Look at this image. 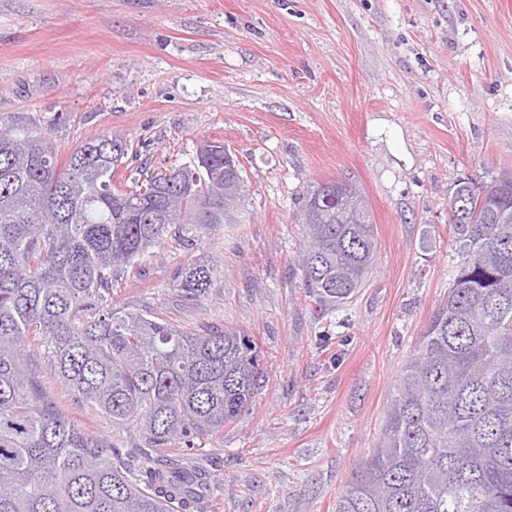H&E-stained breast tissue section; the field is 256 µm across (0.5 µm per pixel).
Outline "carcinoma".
Segmentation results:
<instances>
[{
	"mask_svg": "<svg viewBox=\"0 0 512 512\" xmlns=\"http://www.w3.org/2000/svg\"><path fill=\"white\" fill-rule=\"evenodd\" d=\"M125 151L103 136L61 165L33 124L0 126V512H204L206 481L184 448L237 422L261 387L259 351L236 331L194 333L112 302L149 249L205 228L176 218L196 199L162 172L116 187ZM320 188L299 197L308 247L296 267L306 293L336 306L361 288L377 244L368 208L347 224L344 203ZM201 195L224 221V185ZM449 218L461 260L448 300L336 512H512V184L459 182ZM217 272L187 263L173 287L200 300ZM32 342L71 396L110 420L112 438L45 405ZM129 425L143 432L139 453L125 447Z\"/></svg>",
	"mask_w": 512,
	"mask_h": 512,
	"instance_id": "cac0c4a2",
	"label": "carcinoma"
}]
</instances>
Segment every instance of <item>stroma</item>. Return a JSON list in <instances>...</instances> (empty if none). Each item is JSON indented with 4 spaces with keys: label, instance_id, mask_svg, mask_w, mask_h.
Listing matches in <instances>:
<instances>
[{
    "label": "stroma",
    "instance_id": "35a3bbf8",
    "mask_svg": "<svg viewBox=\"0 0 512 512\" xmlns=\"http://www.w3.org/2000/svg\"><path fill=\"white\" fill-rule=\"evenodd\" d=\"M19 118L62 161L126 138L123 188L207 141L236 155L232 222L154 247L112 299L194 331L234 329L263 355L248 413L187 452L211 474L208 512H336L448 296L457 183L512 171V16L499 0H0V123ZM333 180L368 204L378 250L358 293L323 309L297 273L296 214L307 186ZM208 258L220 275L185 300L177 268ZM30 361L47 404L111 436Z\"/></svg>",
    "mask_w": 512,
    "mask_h": 512
}]
</instances>
